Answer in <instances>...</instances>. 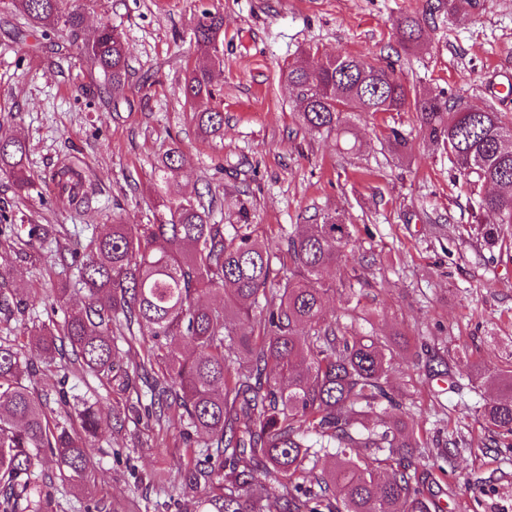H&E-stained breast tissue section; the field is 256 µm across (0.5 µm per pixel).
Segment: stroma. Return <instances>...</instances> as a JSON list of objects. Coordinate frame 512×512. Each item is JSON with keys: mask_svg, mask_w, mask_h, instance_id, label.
I'll use <instances>...</instances> for the list:
<instances>
[{"mask_svg": "<svg viewBox=\"0 0 512 512\" xmlns=\"http://www.w3.org/2000/svg\"><path fill=\"white\" fill-rule=\"evenodd\" d=\"M81 39L100 25L122 29L133 79L123 98L84 97L78 85L101 82L87 71L68 36L41 34L18 43L28 21L0 0V132L29 147L27 170L39 193L24 211L54 234L29 242L26 231L0 224V274L26 306V319L63 323L55 291L70 287V305L84 292L63 268L61 248L106 232L112 215L154 221L152 167L172 143L189 162L168 185L169 197L212 192L211 221L224 223L228 206L244 201L256 234L279 243L297 225L337 212L352 237L341 261L323 275L328 320L349 322L344 293L356 288L369 316L368 332L406 344L392 362L389 385L409 420L445 470L441 486L425 494L442 512H512V436L478 415L493 401L492 386H474V365L512 366V224L496 245L477 224L479 191L466 183L421 135L412 112H356L345 140L305 128L282 68H316L322 59L357 55L393 65L407 84L459 97L466 104L495 102L512 117V98L493 87L512 75V0H474L449 12L446 0H78ZM224 16L222 64L213 71L220 97L188 104L174 88L187 66L206 64L191 32L197 7ZM412 15L423 22L417 48L404 51L395 24ZM218 109L224 136L200 137L192 113ZM407 138L399 149L388 127ZM71 163L93 191L90 209L72 211L53 201V173ZM449 361L452 378L429 376L431 359ZM29 383L57 398L98 394L110 411L109 383L87 375L70 354L40 362ZM142 413H129L122 431L102 432L90 449L96 487L68 486L57 512H83L99 501L112 512H178L173 488L184 440L178 430L158 433L145 413L150 395L138 378L128 392Z\"/></svg>", "mask_w": 512, "mask_h": 512, "instance_id": "obj_1", "label": "stroma"}]
</instances>
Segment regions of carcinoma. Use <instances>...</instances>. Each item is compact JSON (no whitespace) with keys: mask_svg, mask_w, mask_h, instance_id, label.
Listing matches in <instances>:
<instances>
[{"mask_svg":"<svg viewBox=\"0 0 512 512\" xmlns=\"http://www.w3.org/2000/svg\"><path fill=\"white\" fill-rule=\"evenodd\" d=\"M42 35L60 29L77 39L84 17L67 0H10ZM399 43L414 49L421 23L397 20ZM198 49L220 58L224 16L210 9L193 21ZM87 67L103 74L112 97L132 76L121 32L106 24L79 47ZM282 78L295 93L302 123L313 131L347 133L351 112H414L425 140L448 153L469 183L490 188L478 211L512 224V118L494 106L467 111L458 98L433 96L402 81L391 66L355 55L328 58L316 70L290 64ZM184 99L213 96L211 69L188 67ZM204 139L224 135V113H193ZM25 141L0 134V174L19 194L36 185L27 174ZM188 164L171 145L154 169V224L112 216L110 231L71 252V266L85 290L84 303L68 311L58 332L51 324H23L44 358L66 341L79 366L109 378L119 345L148 336L135 366L153 371L151 415L181 429L187 448L177 466L178 486L199 493L186 512H264L268 481L280 488L282 512H431L424 486L438 484L425 463L416 429L391 414L400 404L386 378L395 349L351 323L327 320L328 292L321 279L336 265L351 238L349 225L332 214L290 233L277 245L288 267H273L269 243L255 236L247 213L227 233L210 222L215 200H175L164 187ZM57 198L74 209L91 205L92 191L72 164L54 173ZM224 293V304L205 306L200 295ZM21 309L16 290L0 284V313ZM189 342L186 352L182 344ZM34 362L16 340L0 337V512H54L60 485L95 483L88 444L105 428L122 429L121 404L103 416L99 401L49 398L27 383ZM474 380L500 391L480 407L483 419L512 436V370L481 371ZM369 454L360 455L356 449ZM325 457L332 469L314 473Z\"/></svg>","mask_w":512,"mask_h":512,"instance_id":"1","label":"carcinoma"}]
</instances>
